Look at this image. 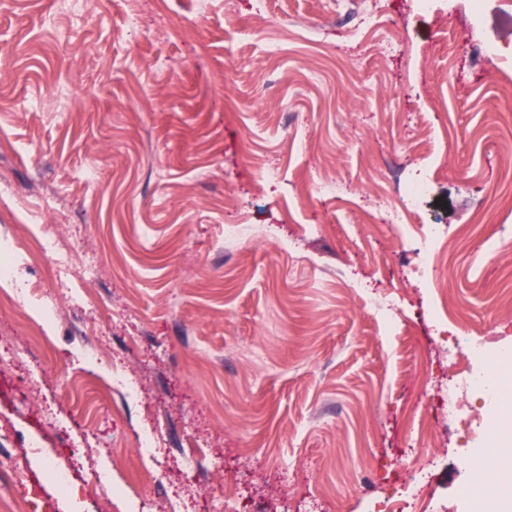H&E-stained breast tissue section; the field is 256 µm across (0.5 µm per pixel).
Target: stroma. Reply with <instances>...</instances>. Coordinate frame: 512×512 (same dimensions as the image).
Returning <instances> with one entry per match:
<instances>
[{
  "label": "stroma",
  "mask_w": 512,
  "mask_h": 512,
  "mask_svg": "<svg viewBox=\"0 0 512 512\" xmlns=\"http://www.w3.org/2000/svg\"><path fill=\"white\" fill-rule=\"evenodd\" d=\"M511 110L512 0H0V237L51 224L75 258L0 287V452L44 453L0 467V512H371L418 468L467 512L442 406L452 337L512 336V244L484 245L512 225ZM422 224L452 237L443 330L393 252ZM85 437L60 490L43 459Z\"/></svg>",
  "instance_id": "35a3bbf8"
}]
</instances>
